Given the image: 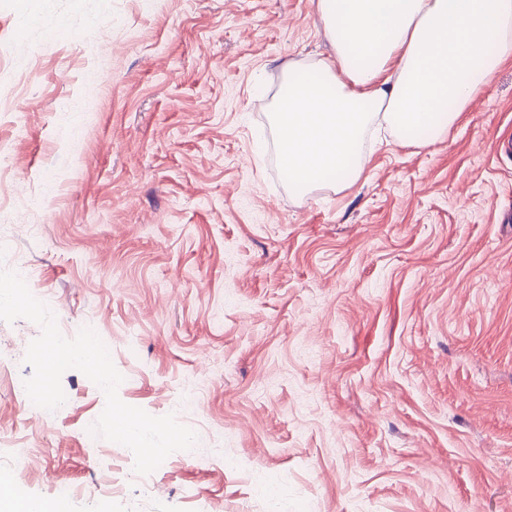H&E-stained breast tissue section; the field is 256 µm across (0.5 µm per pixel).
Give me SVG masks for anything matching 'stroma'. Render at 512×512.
<instances>
[{
    "label": "stroma",
    "instance_id": "obj_1",
    "mask_svg": "<svg viewBox=\"0 0 512 512\" xmlns=\"http://www.w3.org/2000/svg\"><path fill=\"white\" fill-rule=\"evenodd\" d=\"M331 57L313 0H0V269L27 264L63 336L92 318L120 399L198 437L137 474L76 369L54 419H23L41 329L0 321L19 497L512 512V59L441 140L381 133L356 182L302 196L269 106Z\"/></svg>",
    "mask_w": 512,
    "mask_h": 512
}]
</instances>
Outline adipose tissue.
Returning a JSON list of instances; mask_svg holds the SVG:
<instances>
[{"label": "adipose tissue", "instance_id": "adipose-tissue-1", "mask_svg": "<svg viewBox=\"0 0 512 512\" xmlns=\"http://www.w3.org/2000/svg\"><path fill=\"white\" fill-rule=\"evenodd\" d=\"M335 62L287 69L270 112L288 185L356 181L366 138L442 139L512 56V0H316Z\"/></svg>", "mask_w": 512, "mask_h": 512}]
</instances>
